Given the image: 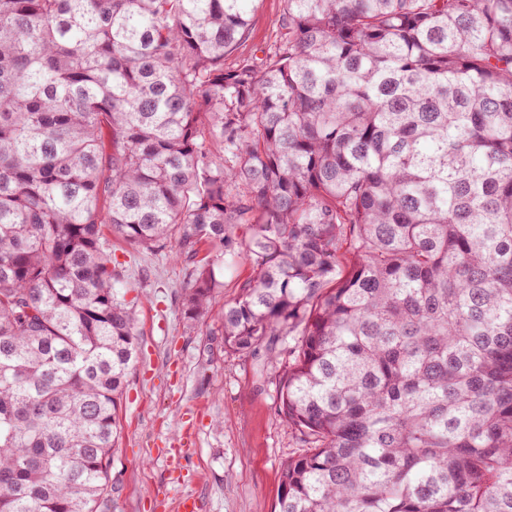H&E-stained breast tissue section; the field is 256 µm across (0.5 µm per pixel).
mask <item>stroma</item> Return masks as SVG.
<instances>
[{"label": "stroma", "mask_w": 512, "mask_h": 512, "mask_svg": "<svg viewBox=\"0 0 512 512\" xmlns=\"http://www.w3.org/2000/svg\"><path fill=\"white\" fill-rule=\"evenodd\" d=\"M282 0H258L240 52L263 58ZM116 289L138 312V358L118 410L104 512H274L282 462L301 451L278 414V371L224 348L221 324L184 318L189 261L110 237Z\"/></svg>", "instance_id": "1"}]
</instances>
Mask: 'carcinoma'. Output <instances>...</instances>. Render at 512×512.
Segmentation results:
<instances>
[{
	"mask_svg": "<svg viewBox=\"0 0 512 512\" xmlns=\"http://www.w3.org/2000/svg\"><path fill=\"white\" fill-rule=\"evenodd\" d=\"M255 2L0 0V512L108 493L105 225L252 267L216 317L306 445L275 512H512V0H282L258 62Z\"/></svg>",
	"mask_w": 512,
	"mask_h": 512,
	"instance_id": "1",
	"label": "carcinoma"
}]
</instances>
